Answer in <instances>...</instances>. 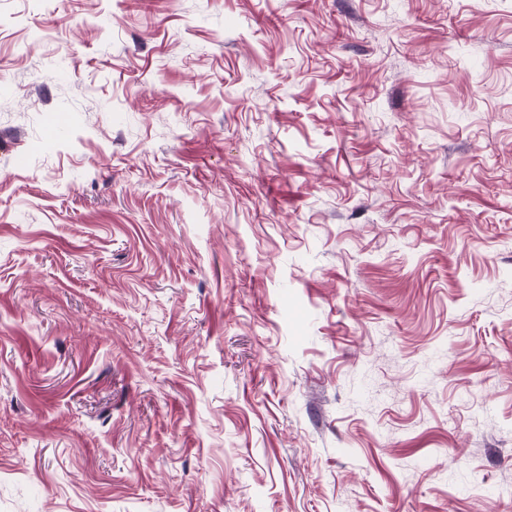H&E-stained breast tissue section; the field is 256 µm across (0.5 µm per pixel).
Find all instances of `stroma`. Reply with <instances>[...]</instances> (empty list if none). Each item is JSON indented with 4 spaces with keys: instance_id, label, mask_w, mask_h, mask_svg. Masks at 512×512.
I'll list each match as a JSON object with an SVG mask.
<instances>
[{
    "instance_id": "obj_1",
    "label": "stroma",
    "mask_w": 512,
    "mask_h": 512,
    "mask_svg": "<svg viewBox=\"0 0 512 512\" xmlns=\"http://www.w3.org/2000/svg\"><path fill=\"white\" fill-rule=\"evenodd\" d=\"M0 512H512V0H0Z\"/></svg>"
}]
</instances>
